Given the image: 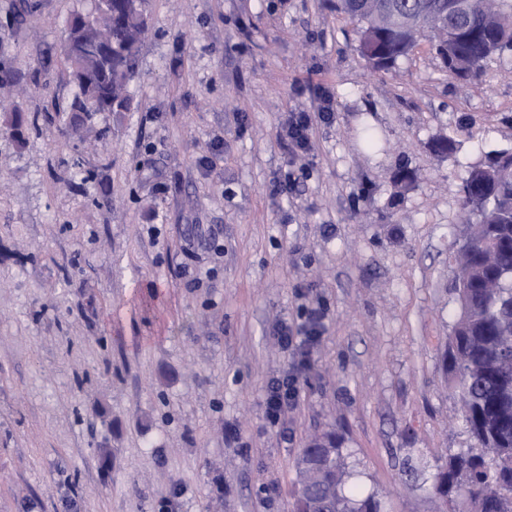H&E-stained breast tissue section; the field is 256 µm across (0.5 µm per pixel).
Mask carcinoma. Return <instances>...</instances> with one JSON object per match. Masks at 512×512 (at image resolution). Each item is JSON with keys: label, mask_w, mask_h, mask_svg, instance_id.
<instances>
[{"label": "carcinoma", "mask_w": 512, "mask_h": 512, "mask_svg": "<svg viewBox=\"0 0 512 512\" xmlns=\"http://www.w3.org/2000/svg\"><path fill=\"white\" fill-rule=\"evenodd\" d=\"M443 0H334L331 8L358 25V52L371 70H389L426 40L448 76L478 80L493 55L512 57V0H469V9L448 11ZM63 56L69 70L95 72L109 79L97 96L77 86L66 111L70 130L81 140L95 129V99L113 98L114 112L132 106L131 84L148 33L146 0H92L66 21ZM109 39L112 59L101 60L96 45ZM15 61L0 52V89L14 83ZM36 119L10 110L6 125L23 141V129ZM464 223L481 219L462 238L455 258V291L460 315L448 344V370L474 447L448 457L432 486L443 512H512V149L493 150L463 179ZM341 437L329 431L303 449L300 483L292 512H381L375 494L363 496L349 485L352 473L341 452Z\"/></svg>", "instance_id": "obj_1"}]
</instances>
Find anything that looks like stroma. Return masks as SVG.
Segmentation results:
<instances>
[{
	"mask_svg": "<svg viewBox=\"0 0 512 512\" xmlns=\"http://www.w3.org/2000/svg\"><path fill=\"white\" fill-rule=\"evenodd\" d=\"M29 2L5 38L23 91L0 103V124L39 116L24 145L0 136V512H289L327 430L385 512H435L439 466L471 444L443 362L460 187L512 147V60L474 86L423 45L373 73L326 0H149L135 108L81 144L62 45L82 2ZM324 94L309 173L276 193L281 124ZM300 289L327 331L274 426V330L303 320Z\"/></svg>",
	"mask_w": 512,
	"mask_h": 512,
	"instance_id": "35a3bbf8",
	"label": "stroma"
}]
</instances>
